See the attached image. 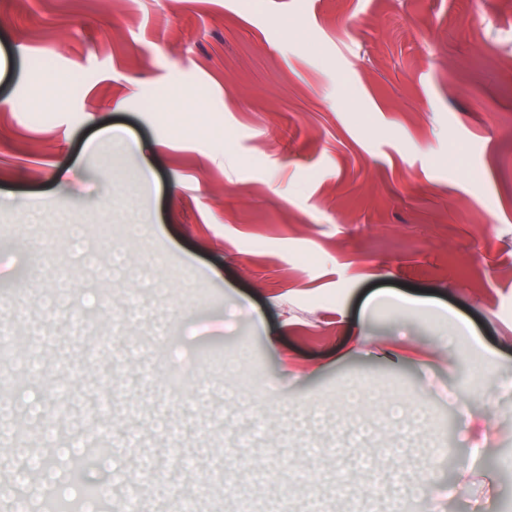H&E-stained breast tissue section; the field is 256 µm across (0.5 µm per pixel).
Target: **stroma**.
Segmentation results:
<instances>
[{"mask_svg": "<svg viewBox=\"0 0 512 512\" xmlns=\"http://www.w3.org/2000/svg\"><path fill=\"white\" fill-rule=\"evenodd\" d=\"M497 3L0 0V99L16 103L0 108V303L18 310L0 324L43 361L0 381L16 417H44L21 443L0 420V512L75 495L42 437L59 369L94 353L57 440L109 443L82 477L106 512H126L134 481L141 512L186 496L197 512H390L396 470L455 490L415 512H512V11ZM74 224L98 262L127 258L109 307ZM62 272L76 296L46 313ZM377 291L467 317L496 354L481 385L464 347H436L447 319L399 320L368 305ZM78 315L94 322L76 344ZM477 439L489 456L460 481ZM36 454L49 478L19 481Z\"/></svg>", "mask_w": 512, "mask_h": 512, "instance_id": "stroma-1", "label": "stroma"}]
</instances>
